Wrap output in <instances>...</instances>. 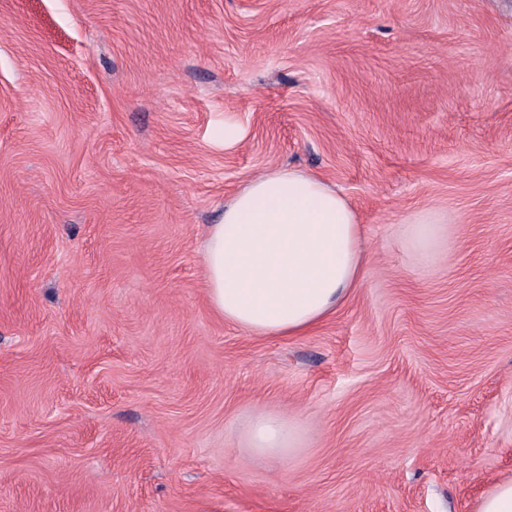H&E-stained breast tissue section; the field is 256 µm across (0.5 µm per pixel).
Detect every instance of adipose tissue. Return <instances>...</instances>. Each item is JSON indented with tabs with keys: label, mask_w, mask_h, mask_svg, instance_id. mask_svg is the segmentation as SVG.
<instances>
[{
	"label": "adipose tissue",
	"mask_w": 512,
	"mask_h": 512,
	"mask_svg": "<svg viewBox=\"0 0 512 512\" xmlns=\"http://www.w3.org/2000/svg\"><path fill=\"white\" fill-rule=\"evenodd\" d=\"M364 228L317 174L276 169L246 181L203 243L207 298L225 322L257 336H298L332 315L361 280ZM248 442L274 462L293 452L288 418L253 417Z\"/></svg>",
	"instance_id": "1"
}]
</instances>
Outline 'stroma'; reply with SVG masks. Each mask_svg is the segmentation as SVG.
<instances>
[{"label":"stroma","mask_w":512,"mask_h":512,"mask_svg":"<svg viewBox=\"0 0 512 512\" xmlns=\"http://www.w3.org/2000/svg\"><path fill=\"white\" fill-rule=\"evenodd\" d=\"M288 167L368 258L251 335L202 244ZM260 412L297 452L253 454ZM504 476L512 0H0V512H473ZM413 224L411 241L414 248L424 253L431 251L439 236L438 224L443 223L430 212Z\"/></svg>","instance_id":"35a3bbf8"}]
</instances>
